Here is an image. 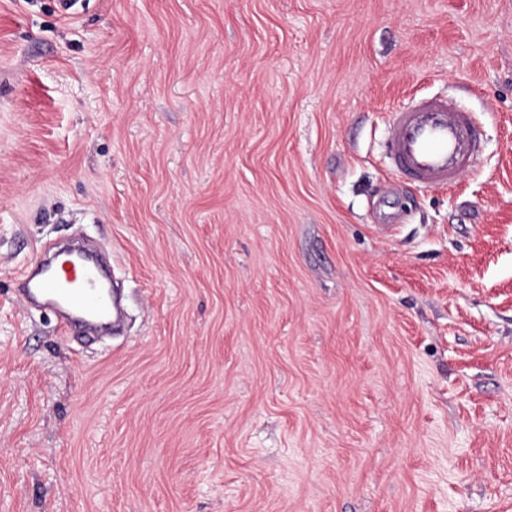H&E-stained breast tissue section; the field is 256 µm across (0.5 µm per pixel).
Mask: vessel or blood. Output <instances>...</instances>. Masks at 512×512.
<instances>
[{"label": "vessel or blood", "instance_id": "b4317fda", "mask_svg": "<svg viewBox=\"0 0 512 512\" xmlns=\"http://www.w3.org/2000/svg\"><path fill=\"white\" fill-rule=\"evenodd\" d=\"M386 128L396 175L419 187L456 185L479 155L480 131L473 114L443 97H423L392 109ZM19 293L31 305L53 308L65 335L77 326L111 329L122 313L98 260L84 251L40 260L23 275Z\"/></svg>", "mask_w": 512, "mask_h": 512}]
</instances>
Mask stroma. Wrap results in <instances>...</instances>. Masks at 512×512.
<instances>
[{
	"label": "stroma",
	"mask_w": 512,
	"mask_h": 512,
	"mask_svg": "<svg viewBox=\"0 0 512 512\" xmlns=\"http://www.w3.org/2000/svg\"><path fill=\"white\" fill-rule=\"evenodd\" d=\"M77 238L113 338L14 294ZM0 512H512V0H0ZM387 153L397 176L419 187H452L472 167L480 131L471 112L431 96L388 114Z\"/></svg>",
	"instance_id": "obj_1"
}]
</instances>
